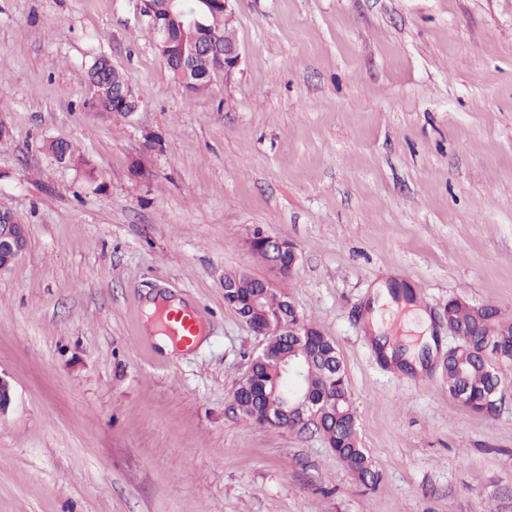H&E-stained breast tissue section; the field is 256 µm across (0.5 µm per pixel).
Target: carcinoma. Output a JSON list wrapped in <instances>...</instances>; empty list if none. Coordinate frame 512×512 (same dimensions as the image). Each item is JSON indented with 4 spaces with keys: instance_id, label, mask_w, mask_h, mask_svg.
<instances>
[{
    "instance_id": "obj_1",
    "label": "carcinoma",
    "mask_w": 512,
    "mask_h": 512,
    "mask_svg": "<svg viewBox=\"0 0 512 512\" xmlns=\"http://www.w3.org/2000/svg\"><path fill=\"white\" fill-rule=\"evenodd\" d=\"M178 8L195 13L209 28L228 40L235 39V29L224 28V14L209 10L199 0H182ZM90 101L105 112L122 114L132 112L136 101H126L118 96L126 87L122 71L112 65L104 56H98L88 65ZM48 150L60 163H69L89 177L94 178L95 170L83 156L75 153L67 141H53ZM448 323L469 335V343L462 346L448 362V392L456 397L464 394V405L476 413H491L497 407L499 377L480 355L483 347L498 359L512 361V322L497 318L493 310L472 305L465 301L448 302ZM331 340L323 335L309 337L308 350L312 354L309 362L311 394L330 392L336 398V405L326 413L323 420V435L329 448L362 482L370 487L377 485L379 475L372 461L359 445L355 411L345 379L331 380L327 353ZM274 383V368L265 363L254 365V377L250 384L240 387L236 393L239 406L246 416L255 423L265 425L264 417L274 402L266 399L259 387L271 388Z\"/></svg>"
}]
</instances>
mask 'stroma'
Returning a JSON list of instances; mask_svg holds the SVG:
<instances>
[{"label": "stroma", "mask_w": 512, "mask_h": 512, "mask_svg": "<svg viewBox=\"0 0 512 512\" xmlns=\"http://www.w3.org/2000/svg\"><path fill=\"white\" fill-rule=\"evenodd\" d=\"M234 8L241 64L194 95L144 0H0V207L29 234L0 274V512H512V361L491 415L445 368L449 301L512 316V0ZM99 55L133 118L90 104ZM257 226L297 248L277 287L336 344L376 487L232 405L260 339L224 277H267ZM382 281L430 318L422 369L370 339ZM156 296L202 316L181 355L145 331ZM48 150L58 162L72 164L73 166L82 169L89 178H94V167L86 158L80 154H76L69 142L53 141L49 144Z\"/></svg>", "instance_id": "1"}]
</instances>
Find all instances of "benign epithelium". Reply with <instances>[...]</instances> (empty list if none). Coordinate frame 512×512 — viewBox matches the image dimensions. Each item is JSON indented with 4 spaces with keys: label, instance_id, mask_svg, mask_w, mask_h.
<instances>
[{
    "label": "benign epithelium",
    "instance_id": "7a95c632",
    "mask_svg": "<svg viewBox=\"0 0 512 512\" xmlns=\"http://www.w3.org/2000/svg\"><path fill=\"white\" fill-rule=\"evenodd\" d=\"M181 26L188 37L177 48H172L165 38L158 40L156 47L161 57L170 53L179 56L181 67L188 72L202 64H215L229 81L241 63L238 43L221 44L220 38L210 31H197L199 21L194 16L180 14ZM28 245L27 229L24 224L0 225V273L8 270L25 252ZM248 245L252 253L264 263L276 277L293 273L299 256L293 243L285 238L271 235L264 229L251 233ZM224 302L244 321L255 335L267 340L270 336H291L294 338L293 352L288 356L278 355L274 367L283 377L285 389L278 396L276 412L267 416V421L279 423L291 421L298 428L310 425L322 426L323 415L327 409L324 400H315L309 392L302 391L305 373L299 357L307 356L304 338L314 335L312 326L306 323L292 304L287 311L270 319L262 309L259 299L251 298L245 302L238 295V281L224 277Z\"/></svg>",
    "mask_w": 512,
    "mask_h": 512
}]
</instances>
